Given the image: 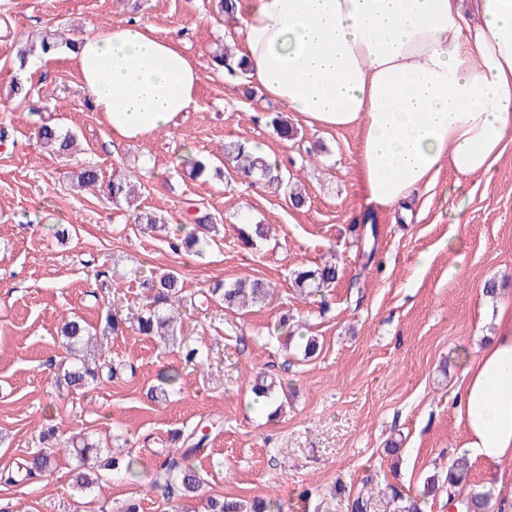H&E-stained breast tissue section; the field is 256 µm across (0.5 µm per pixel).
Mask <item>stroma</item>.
Returning a JSON list of instances; mask_svg holds the SVG:
<instances>
[{"label": "stroma", "instance_id": "1", "mask_svg": "<svg viewBox=\"0 0 512 512\" xmlns=\"http://www.w3.org/2000/svg\"><path fill=\"white\" fill-rule=\"evenodd\" d=\"M133 22L179 41L201 78L194 108L143 140L113 136L68 50L37 69L16 60L23 36L74 40ZM239 25L217 13L215 0H0V512H121L131 501L140 512H167L148 487L151 475L197 425L215 420L219 432L191 458L205 492L180 500V512H206L212 496L274 498L282 512H349L362 491L367 512H392L391 489L411 495L428 477L445 482L466 454L455 406L464 355L495 334L485 283L496 281L512 300V142L489 173L444 166L404 211H370L355 167L358 130L309 126L264 99L252 79L215 67L216 50L241 53ZM16 83L28 97L12 94ZM276 112L294 126L292 141L269 125ZM46 122L76 133L69 159L41 147ZM234 140L276 161L300 188L301 208L275 183L245 182L233 167L202 181L175 164L187 150L223 157ZM88 165L100 174L97 188H73ZM123 173L138 176L141 209L164 223H184L190 209L210 214L220 225L215 244L196 257L173 252L163 233L142 234L108 191ZM245 224L270 225L271 234L244 244ZM331 258L336 282L301 296L293 270ZM135 267L179 273L193 300L182 311L181 341L130 330L111 337L110 356L132 361L134 373L68 390L62 324L95 326L108 308L141 309ZM242 277L272 283V299L245 312L204 301L215 283ZM285 318L318 339L314 357L277 334ZM200 344L206 356L187 361ZM167 368L181 379L154 400L149 390ZM259 376L283 382L276 420L253 401ZM50 429L61 447L83 434L134 457L135 475L108 478L100 495L81 493L62 449L49 474L23 479L21 467ZM393 441L395 469L386 454Z\"/></svg>", "mask_w": 512, "mask_h": 512}]
</instances>
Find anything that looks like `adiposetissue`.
Returning <instances> with one entry per match:
<instances>
[{"mask_svg":"<svg viewBox=\"0 0 512 512\" xmlns=\"http://www.w3.org/2000/svg\"><path fill=\"white\" fill-rule=\"evenodd\" d=\"M248 0L238 33L252 77L303 122L359 129L368 200L406 204L442 166L484 174L512 140V0ZM113 134L140 140L195 103L193 60L130 23L86 33L72 55ZM466 359L456 415L470 454L512 499V302Z\"/></svg>","mask_w":512,"mask_h":512,"instance_id":"obj_1","label":"adipose tissue"}]
</instances>
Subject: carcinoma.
I'll use <instances>...</instances> for the list:
<instances>
[{"mask_svg": "<svg viewBox=\"0 0 512 512\" xmlns=\"http://www.w3.org/2000/svg\"><path fill=\"white\" fill-rule=\"evenodd\" d=\"M217 63L224 66L229 74L249 71L246 58L234 59L228 52L220 51L214 56ZM274 133L283 141L294 138L296 130L288 121L279 116L271 120ZM39 139L46 145L57 148V152L65 154L70 151L75 138L70 133H63L55 125L43 124L38 130ZM224 154L234 161L241 176L250 178L264 177L271 173L272 166L263 158L253 152V147L246 141H237L224 147ZM178 163L188 169L190 174L199 178L210 171V165L203 159L192 154L179 157ZM112 203L119 207H126L133 216L134 223L144 225V230L152 231L157 228V217L147 211H142L131 195V177L115 178L109 184ZM196 228L185 233L184 236L169 238V246L175 251L181 250L201 254L210 246L211 233L214 232L213 218L202 214L190 218ZM337 270L333 264L321 267L301 269L294 272V281L297 287L312 296L325 286L336 281ZM141 287L146 290V308L139 313L136 319L126 322L118 312L106 314L104 325L91 329L81 319H71L61 327L62 345L72 357L69 369L64 373V381L74 390H81L92 382L103 377V369L113 374L116 368L112 367V360L106 358L104 338L119 335L129 329L146 336H160L176 339L179 328V309L187 304L186 296L180 287L178 274L174 271L160 275L143 277ZM274 289L271 284L259 278H240L229 287L220 283L209 289L205 295L206 300L217 298L229 309L246 307L249 305H264L272 298ZM277 382L258 384L254 387L256 398L269 407H274L270 417L278 415L280 407L275 405L277 398ZM209 434L204 433L190 448L177 457L166 459L151 477L149 486L162 493L166 501L175 497H194L201 488V478L188 462L191 454L197 452L207 440ZM76 464L75 483L79 489L90 495L102 491L101 472L110 471L113 476L122 478L132 473L134 460L116 459L112 457L101 458V449L97 444L81 438L70 442ZM52 468L51 454L38 452L25 464L27 475L42 476ZM468 475L467 463L458 459L448 469V503L460 504L466 512H488L490 496L486 492L477 493L462 498L457 493L459 484L466 481ZM438 485L435 480L427 481L422 493L413 497L404 496L397 491L392 492V502L395 503L394 512H424L428 498L435 495ZM208 512H246L245 505L233 498L211 497L207 500Z\"/></svg>", "mask_w": 512, "mask_h": 512, "instance_id": "obj_1", "label": "carcinoma"}]
</instances>
